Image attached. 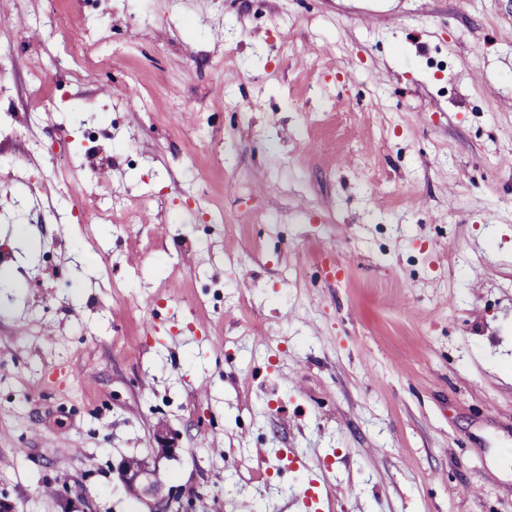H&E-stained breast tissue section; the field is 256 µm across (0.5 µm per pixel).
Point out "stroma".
I'll return each instance as SVG.
<instances>
[{
    "label": "stroma",
    "mask_w": 512,
    "mask_h": 512,
    "mask_svg": "<svg viewBox=\"0 0 512 512\" xmlns=\"http://www.w3.org/2000/svg\"><path fill=\"white\" fill-rule=\"evenodd\" d=\"M1 77L0 507L512 512V0H0ZM118 470L130 487H136L139 483L142 486L143 495L157 499L162 506L161 511L168 512L173 502L180 503L179 498L172 496L170 492L167 496L162 495V486L156 479L154 471L140 460L125 458L118 465Z\"/></svg>",
    "instance_id": "stroma-1"
}]
</instances>
